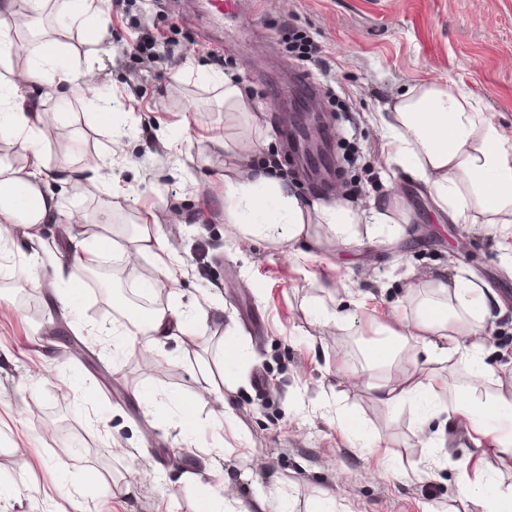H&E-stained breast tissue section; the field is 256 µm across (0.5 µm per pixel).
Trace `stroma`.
I'll list each match as a JSON object with an SVG mask.
<instances>
[{
	"label": "stroma",
	"mask_w": 512,
	"mask_h": 512,
	"mask_svg": "<svg viewBox=\"0 0 512 512\" xmlns=\"http://www.w3.org/2000/svg\"><path fill=\"white\" fill-rule=\"evenodd\" d=\"M249 28L232 15L215 19L208 0H100L111 37L69 23L67 0L40 21L11 19L21 45L10 65H32L30 31H45L80 62H92L122 103L111 127L95 119L82 81L36 87L41 108L56 113L43 152L47 165L97 161L95 180L54 184L79 224H15L32 246L8 249L0 276V512H201L204 496H223L227 512L264 496L288 512H473L454 481L459 466L495 459L447 413L419 423L411 404L391 408L346 376L366 371L379 326L413 323L430 281L466 272L501 298L482 330L484 360L512 389V268L503 259L512 226L490 233L444 214L425 185L387 161L379 112L407 88L455 80L512 137V0H239ZM171 54L142 63L132 47L142 28ZM302 34L321 49L306 71L328 115L336 181L305 178L288 154L285 114L288 47ZM202 71L236 75L247 113L227 112L201 89ZM262 131L244 133L245 119ZM123 137L126 153L110 151ZM181 141L170 154L163 139ZM240 164L272 167L303 198L341 197L367 208L391 198L398 234L383 231L339 243L327 225L310 227L306 259L286 244L226 234L224 141ZM109 211L111 224L99 223ZM182 227L166 252L175 283H157L143 254L131 284L109 277L102 294L83 286L70 306L55 288H32L30 266L50 269L72 237L109 236L126 251L142 225ZM469 242L467 253L451 246ZM151 284L147 300L179 293L190 336L172 337L144 368L140 351L119 345L113 328L126 317V289ZM338 312L323 326L320 310ZM208 323H201V316ZM245 354L225 360L224 343ZM222 364V392L197 400L200 360ZM190 411L195 445H182L180 408ZM197 481H183L186 470Z\"/></svg>",
	"instance_id": "stroma-1"
}]
</instances>
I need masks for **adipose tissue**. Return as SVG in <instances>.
Wrapping results in <instances>:
<instances>
[{
	"label": "adipose tissue",
	"mask_w": 512,
	"mask_h": 512,
	"mask_svg": "<svg viewBox=\"0 0 512 512\" xmlns=\"http://www.w3.org/2000/svg\"><path fill=\"white\" fill-rule=\"evenodd\" d=\"M35 65L26 73L7 78L0 75V132L19 139L35 159L31 171L0 165V191L10 202L0 207V243L10 241L9 226L24 216L28 227L61 221L58 195L45 185V169L39 157L53 113L38 111L30 102L34 86L43 76L60 84L83 79L94 86L93 67H81L63 57L56 47L43 43L34 48ZM387 133L389 160L423 180L442 212L452 220L497 229L512 224V138L483 112L478 103L463 93L455 82L447 85L415 86L396 97L381 117ZM390 204L382 201L366 211H357L343 200L307 204L274 171L267 168L242 170L236 164L224 167V222L247 238L270 243L307 240L313 224L328 225L336 240L347 241L358 234L361 224L391 223ZM112 238L93 242L72 240L67 252L51 265L53 283L69 288L83 284L87 271L115 249ZM440 294L437 302L421 308V318L401 329L380 327L385 342L370 354L373 367L382 368L420 351L413 375L390 383L368 378L366 387L383 405L413 403L421 414L439 409L438 376L428 373L433 364H448L465 373L464 394L453 404L456 418L466 422L474 444H485L498 464L512 471V391L488 390L492 373L483 360L479 336L492 305L499 297L486 285L466 277L444 274L433 282ZM180 298L154 309L135 329L118 331L123 346L143 345L152 349L170 338L179 327ZM457 483L461 495L480 512H512V483L490 485L482 469L461 467Z\"/></svg>",
	"instance_id": "ef3b65f1"
}]
</instances>
